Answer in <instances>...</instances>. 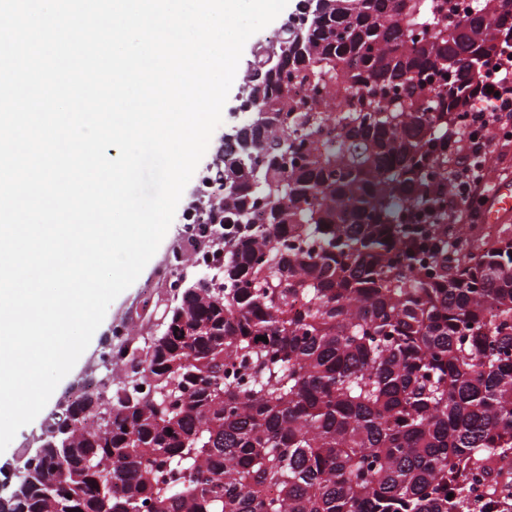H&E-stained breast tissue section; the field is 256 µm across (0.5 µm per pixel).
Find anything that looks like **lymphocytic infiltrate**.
<instances>
[{
  "instance_id": "1",
  "label": "lymphocytic infiltrate",
  "mask_w": 512,
  "mask_h": 512,
  "mask_svg": "<svg viewBox=\"0 0 512 512\" xmlns=\"http://www.w3.org/2000/svg\"><path fill=\"white\" fill-rule=\"evenodd\" d=\"M503 142H512V37L507 35L497 42L473 106L448 136V158L456 183L448 196L449 223H480L492 191L483 163Z\"/></svg>"
}]
</instances>
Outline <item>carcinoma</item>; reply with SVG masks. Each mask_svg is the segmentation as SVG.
<instances>
[{
	"instance_id": "1",
	"label": "carcinoma",
	"mask_w": 512,
	"mask_h": 512,
	"mask_svg": "<svg viewBox=\"0 0 512 512\" xmlns=\"http://www.w3.org/2000/svg\"><path fill=\"white\" fill-rule=\"evenodd\" d=\"M508 30L512 0H318L281 25L247 81L269 117L204 214L244 226L216 234L222 290L155 306L0 512H512V236L430 220Z\"/></svg>"
}]
</instances>
